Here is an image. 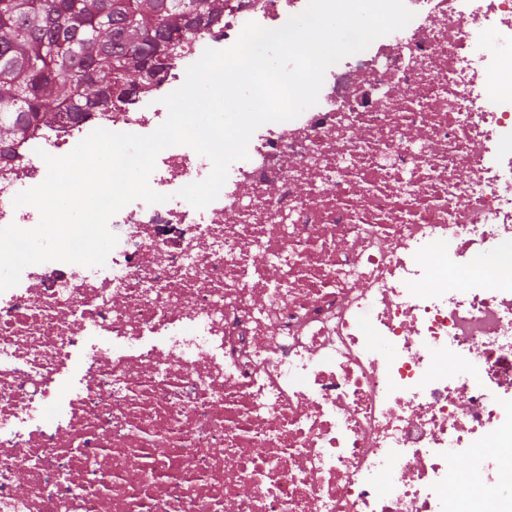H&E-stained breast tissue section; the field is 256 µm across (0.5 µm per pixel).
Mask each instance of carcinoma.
Wrapping results in <instances>:
<instances>
[{
	"mask_svg": "<svg viewBox=\"0 0 512 512\" xmlns=\"http://www.w3.org/2000/svg\"><path fill=\"white\" fill-rule=\"evenodd\" d=\"M227 0H0V160L129 101Z\"/></svg>",
	"mask_w": 512,
	"mask_h": 512,
	"instance_id": "1",
	"label": "carcinoma"
}]
</instances>
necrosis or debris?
<instances>
[{
	"label": "necrosis or debris",
	"mask_w": 512,
	"mask_h": 512,
	"mask_svg": "<svg viewBox=\"0 0 512 512\" xmlns=\"http://www.w3.org/2000/svg\"><path fill=\"white\" fill-rule=\"evenodd\" d=\"M405 4L314 106L254 132L208 206L177 192L210 161L166 148V202L110 220L105 266L35 264L0 293V512H512V93L489 91L512 0ZM306 5L229 0L131 104L22 145L0 161V227L38 224L13 199L43 154L153 132L205 49ZM439 257L470 287L435 279ZM88 330L111 347L62 390ZM452 454L481 457V493Z\"/></svg>",
	"instance_id": "necrosis-or-debris-1"
}]
</instances>
